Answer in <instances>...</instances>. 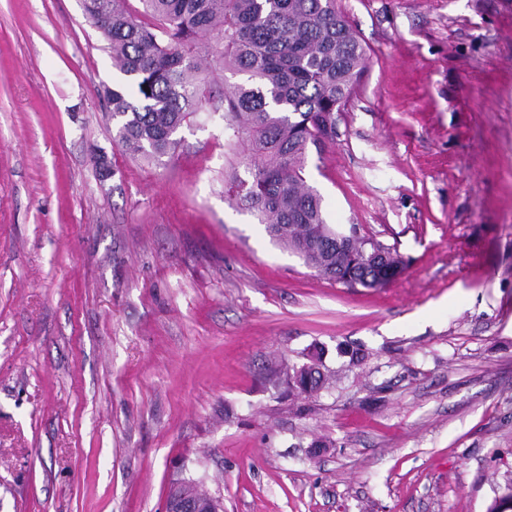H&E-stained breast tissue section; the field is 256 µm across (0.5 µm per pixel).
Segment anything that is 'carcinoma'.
<instances>
[{
	"label": "carcinoma",
	"instance_id": "1",
	"mask_svg": "<svg viewBox=\"0 0 512 512\" xmlns=\"http://www.w3.org/2000/svg\"><path fill=\"white\" fill-rule=\"evenodd\" d=\"M82 0L107 42L112 64L135 92L106 90L117 143L151 159L173 150L190 116L222 113L229 146L242 149L249 182L231 179L232 205L250 212L272 242L314 272L345 288H372L400 265L391 246L340 231L328 222L322 196L306 183L310 148L336 135L367 59V46L336 9V0ZM152 22L147 23L143 18ZM229 70L246 79L228 89L200 77ZM384 248L388 261L370 254ZM288 381L301 394L326 387L318 364Z\"/></svg>",
	"mask_w": 512,
	"mask_h": 512
}]
</instances>
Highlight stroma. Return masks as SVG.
Listing matches in <instances>:
<instances>
[{
    "mask_svg": "<svg viewBox=\"0 0 512 512\" xmlns=\"http://www.w3.org/2000/svg\"><path fill=\"white\" fill-rule=\"evenodd\" d=\"M336 7L368 59L304 177L403 257L377 289L230 204L220 115L125 154L81 0H0V512L188 480L224 512H488L512 480V0ZM314 350L336 386L289 391Z\"/></svg>",
    "mask_w": 512,
    "mask_h": 512,
    "instance_id": "1",
    "label": "stroma"
}]
</instances>
